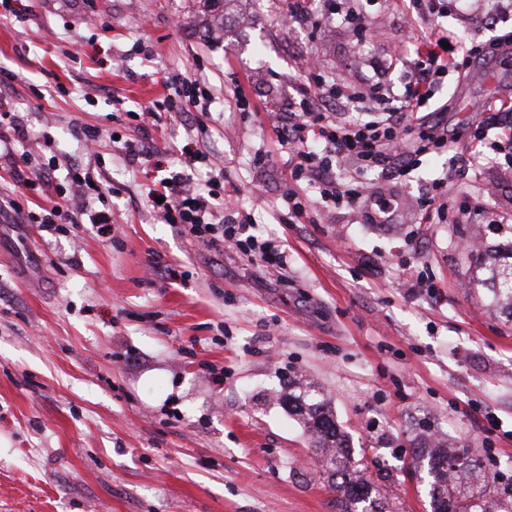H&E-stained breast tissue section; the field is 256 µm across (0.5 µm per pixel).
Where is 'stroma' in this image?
<instances>
[{
  "mask_svg": "<svg viewBox=\"0 0 512 512\" xmlns=\"http://www.w3.org/2000/svg\"><path fill=\"white\" fill-rule=\"evenodd\" d=\"M360 8L361 28L347 0H0V95L17 119L0 130L12 152L0 196L52 158L59 179L78 163L92 210L112 214L108 231L85 215L62 233L0 222V512H340L278 400L291 377L323 390L386 512H431L415 451L431 436L512 481V317L472 285L459 247L512 235L489 225L512 216V141L490 130L501 149L477 162L468 148L480 104L512 102V16L475 26L450 4ZM439 24L472 33L474 54L438 80L404 146L444 125L456 147L424 148L419 169L381 183L395 198L385 221H370L367 195L322 215L309 187L306 216L281 223L293 183L266 114L308 92L302 60H321L320 81L342 93L331 111L356 119L378 107L352 102L362 80ZM171 78L203 82L202 111L165 110ZM80 125L99 130L95 155ZM133 139L170 172L186 144L207 154L195 181L235 185L286 267L157 223L144 169L116 157ZM443 174L446 219L430 224L417 201ZM489 187L487 212L474 210ZM410 267L436 293L410 287Z\"/></svg>",
  "mask_w": 512,
  "mask_h": 512,
  "instance_id": "obj_1",
  "label": "stroma"
}]
</instances>
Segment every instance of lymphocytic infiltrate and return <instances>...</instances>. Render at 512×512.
Segmentation results:
<instances>
[{
    "mask_svg": "<svg viewBox=\"0 0 512 512\" xmlns=\"http://www.w3.org/2000/svg\"><path fill=\"white\" fill-rule=\"evenodd\" d=\"M459 44L455 31L438 29L410 60L404 92L388 111L371 112L356 121L339 120L335 113L314 108L313 98L326 93L320 84L312 97L296 102L294 110L277 121L280 137L289 146L288 168L296 187L304 182L317 185L325 208L332 209L355 204L365 186V172L376 170L397 179L414 170L415 156L400 146L405 122L433 97L438 78L459 70ZM183 156V171L145 187L158 222L182 225L199 238L221 236L225 245L250 251L261 265L284 266L286 258L279 247L253 234L250 216L233 205H220L216 190L204 193L194 185L190 173L204 162V155L188 145ZM296 187L285 196L292 220L306 212Z\"/></svg>",
    "mask_w": 512,
    "mask_h": 512,
    "instance_id": "lymphocytic-infiltrate-1",
    "label": "lymphocytic infiltrate"
}]
</instances>
